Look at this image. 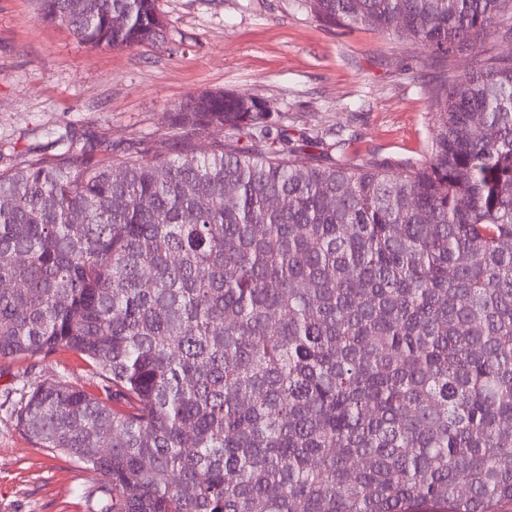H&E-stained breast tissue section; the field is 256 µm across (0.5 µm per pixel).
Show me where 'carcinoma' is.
<instances>
[{"instance_id":"cac0c4a2","label":"carcinoma","mask_w":512,"mask_h":512,"mask_svg":"<svg viewBox=\"0 0 512 512\" xmlns=\"http://www.w3.org/2000/svg\"><path fill=\"white\" fill-rule=\"evenodd\" d=\"M431 49V148L326 161L204 91L208 154L115 163L61 135L0 172V358L74 352L97 393L23 396L100 512H501L512 505V58L464 75L512 0H300ZM85 44H153L155 0H39ZM317 148L320 153H308ZM79 222H74L75 216Z\"/></svg>"}]
</instances>
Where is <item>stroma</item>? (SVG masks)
<instances>
[{"label": "stroma", "mask_w": 512, "mask_h": 512, "mask_svg": "<svg viewBox=\"0 0 512 512\" xmlns=\"http://www.w3.org/2000/svg\"><path fill=\"white\" fill-rule=\"evenodd\" d=\"M162 38L95 49L37 17L36 0H0V169L51 156L69 130L114 160L189 145L210 152L219 134L181 129L166 115L188 96L227 90L263 100L292 136L349 138L353 161H416L430 146L424 88L431 51L369 27L320 22L294 0H156ZM84 387L75 353L0 358V512H97L100 476L38 447L16 412L51 379Z\"/></svg>", "instance_id": "35a3bbf8"}]
</instances>
